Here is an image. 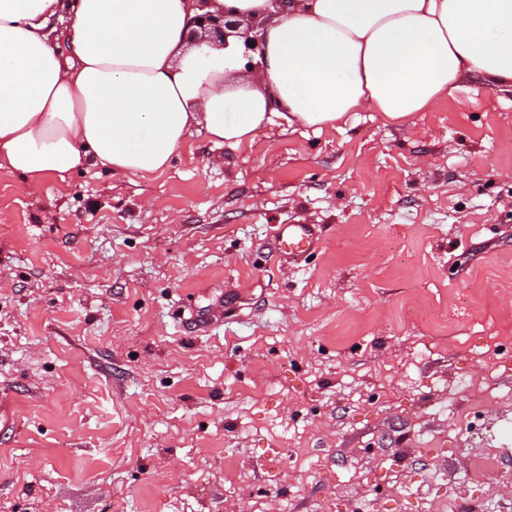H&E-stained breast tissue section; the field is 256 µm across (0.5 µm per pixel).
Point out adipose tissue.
Segmentation results:
<instances>
[{"mask_svg": "<svg viewBox=\"0 0 512 512\" xmlns=\"http://www.w3.org/2000/svg\"><path fill=\"white\" fill-rule=\"evenodd\" d=\"M206 12L260 26L253 71L242 38L189 42ZM470 74L512 87V0H0V168L146 177L195 127L238 147L276 115L402 125Z\"/></svg>", "mask_w": 512, "mask_h": 512, "instance_id": "obj_1", "label": "adipose tissue"}]
</instances>
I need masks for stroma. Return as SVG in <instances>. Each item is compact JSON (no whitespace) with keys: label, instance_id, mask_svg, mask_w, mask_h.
<instances>
[{"label":"stroma","instance_id":"35a3bbf8","mask_svg":"<svg viewBox=\"0 0 512 512\" xmlns=\"http://www.w3.org/2000/svg\"><path fill=\"white\" fill-rule=\"evenodd\" d=\"M317 224L307 261L271 257ZM223 310L194 330L191 312ZM469 433L443 413L451 381ZM512 89L409 125L192 132L160 174L0 168V512H512ZM318 238L317 224H280L274 249L281 259L297 261L311 250Z\"/></svg>","mask_w":512,"mask_h":512}]
</instances>
